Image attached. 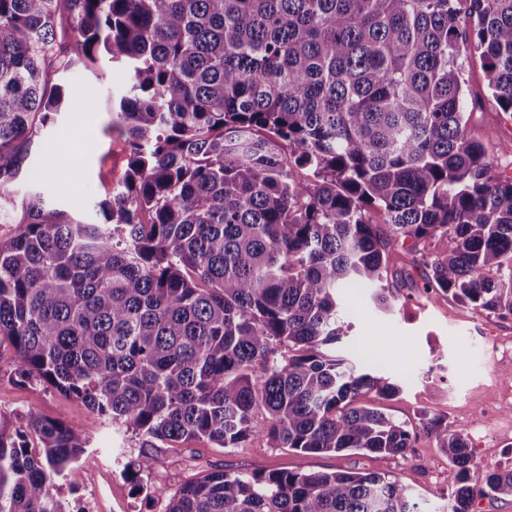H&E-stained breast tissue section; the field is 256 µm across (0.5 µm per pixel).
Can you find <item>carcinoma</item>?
Masks as SVG:
<instances>
[{"instance_id": "1", "label": "carcinoma", "mask_w": 512, "mask_h": 512, "mask_svg": "<svg viewBox=\"0 0 512 512\" xmlns=\"http://www.w3.org/2000/svg\"><path fill=\"white\" fill-rule=\"evenodd\" d=\"M456 2L0 0V217L16 224L0 239V343L19 376L144 437L127 471L150 469L156 441L195 439L406 457V424L361 403L398 387L329 350L341 289L390 309L389 249L409 239L435 297L512 314V140L470 138L462 111L476 52L512 119V0ZM100 54L127 80L109 108L127 171L103 221L39 192L16 201L32 137L68 102L50 70ZM433 432L450 512L512 499V468ZM86 448L35 412L0 426V512H67L58 481ZM165 512L423 510L385 475L277 470L209 473Z\"/></svg>"}]
</instances>
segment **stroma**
Wrapping results in <instances>:
<instances>
[{"label": "stroma", "instance_id": "stroma-1", "mask_svg": "<svg viewBox=\"0 0 512 512\" xmlns=\"http://www.w3.org/2000/svg\"><path fill=\"white\" fill-rule=\"evenodd\" d=\"M471 96L464 110L470 115L472 137L489 144L512 139V121L505 120L486 91L483 61L469 54L463 61ZM74 103L58 112L30 148L28 175L14 185L16 198L39 190L52 206L86 212L111 194L126 174V143L110 131L108 106L125 90V76L107 56L93 70L68 77ZM71 154L66 182L55 171L62 154ZM390 310L376 307L368 289H346L341 300L349 329L336 353L356 367L399 385V393L378 400L394 420L417 431L408 457L377 453L303 454L269 447L256 438L244 448H219L206 440L175 446L156 443L150 472L137 476L124 466L139 454L141 437L105 423L79 400L25 381L15 372L14 353L0 346V425L23 426L28 412L80 429L89 448L58 494L71 512L92 502L94 512H165L167 497L191 478L231 470L251 474L279 469L302 471L377 472L411 486L424 512H448L452 503L447 481L448 459L427 423L466 436L476 462L512 468V408L500 395L512 386V315L489 314L447 297L433 299L424 287V269L409 246L389 251Z\"/></svg>", "mask_w": 512, "mask_h": 512}]
</instances>
